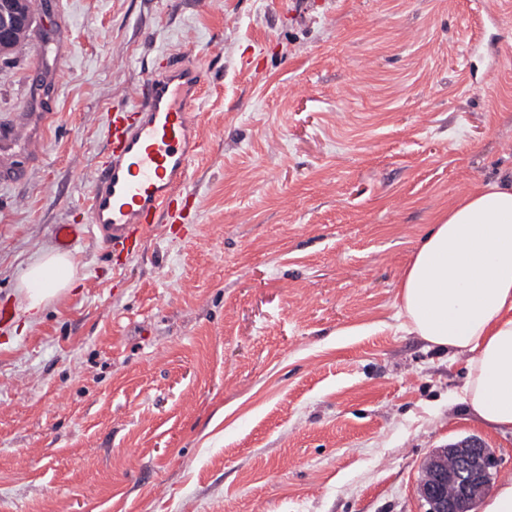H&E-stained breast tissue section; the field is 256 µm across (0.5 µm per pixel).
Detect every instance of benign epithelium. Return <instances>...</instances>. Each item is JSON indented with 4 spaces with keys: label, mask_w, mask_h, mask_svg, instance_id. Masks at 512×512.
Listing matches in <instances>:
<instances>
[{
    "label": "benign epithelium",
    "mask_w": 512,
    "mask_h": 512,
    "mask_svg": "<svg viewBox=\"0 0 512 512\" xmlns=\"http://www.w3.org/2000/svg\"><path fill=\"white\" fill-rule=\"evenodd\" d=\"M34 22L26 0H0V59L14 47L21 34L32 29ZM450 456L455 460L451 470L446 465ZM422 472L418 493L427 512H474L493 484L498 461L480 439L470 437L435 449L423 462Z\"/></svg>",
    "instance_id": "obj_1"
}]
</instances>
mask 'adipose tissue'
I'll return each mask as SVG.
<instances>
[{"label":"adipose tissue","mask_w":512,"mask_h":512,"mask_svg":"<svg viewBox=\"0 0 512 512\" xmlns=\"http://www.w3.org/2000/svg\"><path fill=\"white\" fill-rule=\"evenodd\" d=\"M77 265L48 251L19 277L26 325L73 288ZM397 302L407 330L469 356L468 413L512 431V174L459 196L421 238Z\"/></svg>","instance_id":"1"}]
</instances>
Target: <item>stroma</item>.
I'll list each match as a JSON object with an SVG mask.
<instances>
[{
    "label": "stroma",
    "instance_id": "stroma-1",
    "mask_svg": "<svg viewBox=\"0 0 512 512\" xmlns=\"http://www.w3.org/2000/svg\"><path fill=\"white\" fill-rule=\"evenodd\" d=\"M0 62V304L86 224L110 112L167 57L202 74L181 215L0 334V512H426L468 354L403 329L438 214L512 171V0H42ZM27 138V122H19L9 127H0V152L6 153Z\"/></svg>",
    "mask_w": 512,
    "mask_h": 512
}]
</instances>
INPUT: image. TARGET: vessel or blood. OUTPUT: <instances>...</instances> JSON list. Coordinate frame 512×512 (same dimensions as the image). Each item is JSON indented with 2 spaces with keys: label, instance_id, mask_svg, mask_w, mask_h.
Instances as JSON below:
<instances>
[{
  "label": "vessel or blood",
  "instance_id": "1",
  "mask_svg": "<svg viewBox=\"0 0 512 512\" xmlns=\"http://www.w3.org/2000/svg\"><path fill=\"white\" fill-rule=\"evenodd\" d=\"M200 91L197 65L174 60L151 70L131 104L111 113L87 198L91 224L110 253L132 252L176 216L199 147L190 110Z\"/></svg>",
  "mask_w": 512,
  "mask_h": 512
}]
</instances>
